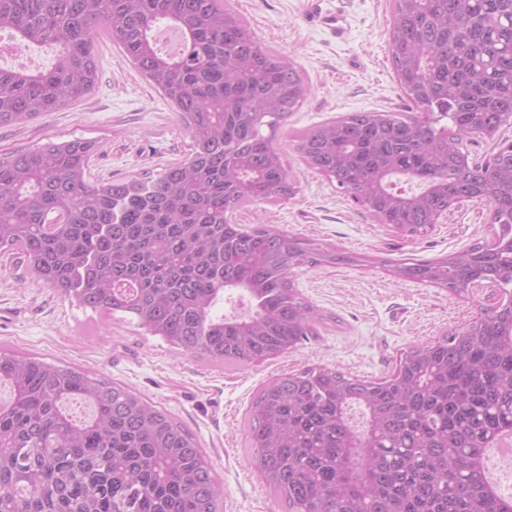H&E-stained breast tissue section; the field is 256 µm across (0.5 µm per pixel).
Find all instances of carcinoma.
I'll use <instances>...</instances> for the list:
<instances>
[{"instance_id": "carcinoma-1", "label": "carcinoma", "mask_w": 512, "mask_h": 512, "mask_svg": "<svg viewBox=\"0 0 512 512\" xmlns=\"http://www.w3.org/2000/svg\"><path fill=\"white\" fill-rule=\"evenodd\" d=\"M161 25L180 33L177 54L159 49ZM102 30L178 113L192 150L153 178L102 183L86 176L90 141L0 156V253L73 303L227 366L317 335L326 317L293 276L369 258L238 223L250 204L297 194L274 135L308 86L227 0H0V34L56 48L45 70L0 67V126L90 94ZM389 51L419 115L352 112L305 130L297 150L411 236L483 199L492 242L387 272L459 297L485 282L500 304L409 347L382 380L320 365L273 379L246 435L288 512H512L483 468L491 439L512 431V150L481 162L467 148L512 125V0H392ZM403 179L417 190L398 192ZM239 301L247 312L219 309ZM2 387L0 512H222L194 435L131 388L1 350ZM77 400L90 417L68 411Z\"/></svg>"}]
</instances>
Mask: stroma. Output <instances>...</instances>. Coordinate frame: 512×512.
<instances>
[{
	"mask_svg": "<svg viewBox=\"0 0 512 512\" xmlns=\"http://www.w3.org/2000/svg\"><path fill=\"white\" fill-rule=\"evenodd\" d=\"M258 40L290 56L308 96L275 134L298 187L276 204L243 208L244 224H274L322 245L370 256L360 266L298 272L294 285L328 323L287 354L239 369L182 355L160 337L61 298L13 256H0V350L35 355L126 385L189 429L224 489V512H287L253 464L243 424L270 380L325 365L371 380L388 377L404 350L473 321L487 290L462 298L395 281L387 260H431L491 239L488 207L456 205L426 234L378 223L302 161L294 134L350 112L408 111L388 51L391 0H230ZM342 15V31L321 24ZM94 93L21 125L0 128V156L46 142H95L91 180L146 179L184 160L192 140L168 102L106 36L97 43Z\"/></svg>",
	"mask_w": 512,
	"mask_h": 512,
	"instance_id": "obj_1",
	"label": "stroma"
}]
</instances>
